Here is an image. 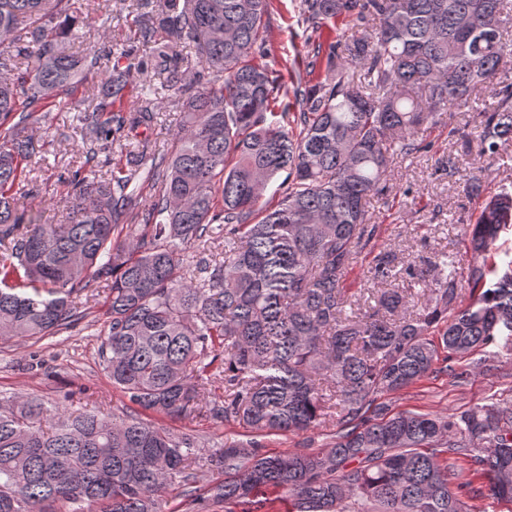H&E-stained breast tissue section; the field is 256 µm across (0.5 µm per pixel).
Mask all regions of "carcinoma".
<instances>
[{"mask_svg":"<svg viewBox=\"0 0 512 512\" xmlns=\"http://www.w3.org/2000/svg\"><path fill=\"white\" fill-rule=\"evenodd\" d=\"M269 0H136L148 62L183 99L168 154L138 143L145 175L117 167L112 145L150 125L146 106L124 111L131 51L75 55L68 0H0V341L40 342L87 317L75 298L105 283L103 370L131 413L48 408L36 395L0 408V512H164L183 488L184 512H268L262 488L285 490L292 512H477L469 470L489 496L512 504V401L490 398L459 414L394 412L388 396L437 373L462 380L464 358L502 337L512 344V181L473 178L474 221L461 224L467 271L448 254L426 270L375 251L381 225L370 203L392 193L398 158L427 153L428 132L500 156L512 142L508 0H302L305 47L325 59L316 83H292L299 111L276 119L281 74L263 46ZM377 25L341 45L322 39L338 19ZM128 60L122 65V60ZM363 70L356 79L352 69ZM112 89L77 113L84 161L68 170L67 224L18 208L32 155L20 125L62 105L82 76ZM492 101L468 131L447 124L483 91ZM19 116L18 122L10 120ZM105 159H99L100 155ZM288 192L266 198L279 177ZM157 191L137 208L144 184ZM224 238V261L190 248ZM372 257L369 296L343 277ZM222 390V399L215 397ZM201 412L245 439L210 450L143 418ZM329 432L317 452H269L271 433Z\"/></svg>","mask_w":512,"mask_h":512,"instance_id":"obj_1","label":"carcinoma"}]
</instances>
